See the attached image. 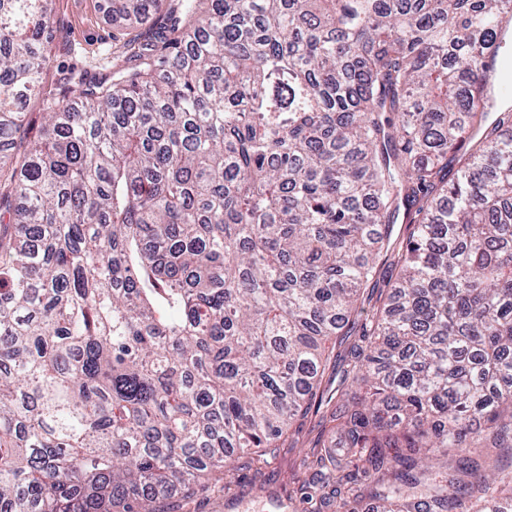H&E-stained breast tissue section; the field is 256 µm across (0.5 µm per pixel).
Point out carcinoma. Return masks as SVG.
Wrapping results in <instances>:
<instances>
[{"label":"carcinoma","instance_id":"1","mask_svg":"<svg viewBox=\"0 0 512 512\" xmlns=\"http://www.w3.org/2000/svg\"><path fill=\"white\" fill-rule=\"evenodd\" d=\"M49 2L0 0V512H180L310 408L345 512L512 502V0H171L30 142ZM484 59L486 64L488 65L487 74L489 76V80L495 93L499 96L500 94L507 93L510 97H512V82L509 85L501 86L496 81L497 73L501 67V57L498 52L497 44L489 47L484 53Z\"/></svg>","mask_w":512,"mask_h":512}]
</instances>
